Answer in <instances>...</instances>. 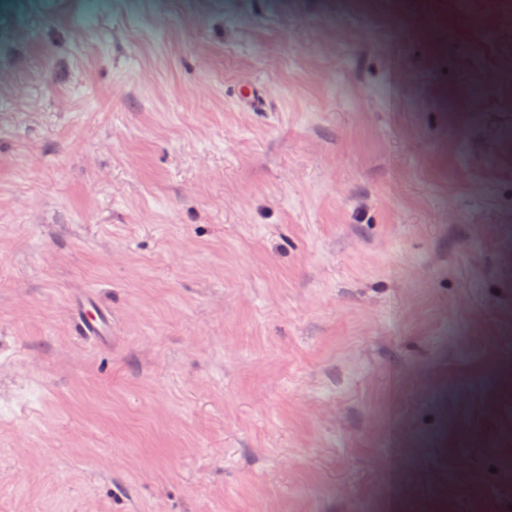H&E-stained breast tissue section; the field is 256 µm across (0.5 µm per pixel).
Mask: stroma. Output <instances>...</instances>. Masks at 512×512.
I'll use <instances>...</instances> for the list:
<instances>
[{
	"mask_svg": "<svg viewBox=\"0 0 512 512\" xmlns=\"http://www.w3.org/2000/svg\"><path fill=\"white\" fill-rule=\"evenodd\" d=\"M438 40L423 0L0 4V512L512 505V116ZM76 315L82 336L94 342H102L112 335L111 316L94 301H83Z\"/></svg>",
	"mask_w": 512,
	"mask_h": 512,
	"instance_id": "stroma-1",
	"label": "stroma"
}]
</instances>
